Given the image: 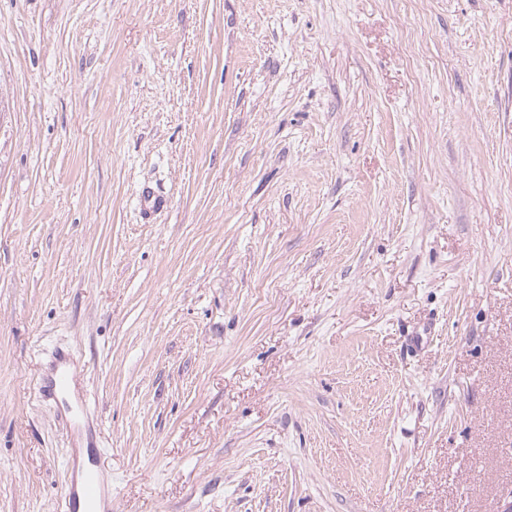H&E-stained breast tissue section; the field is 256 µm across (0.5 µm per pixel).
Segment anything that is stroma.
<instances>
[{
	"mask_svg": "<svg viewBox=\"0 0 512 512\" xmlns=\"http://www.w3.org/2000/svg\"><path fill=\"white\" fill-rule=\"evenodd\" d=\"M84 446L112 512H496L512 0H0V512Z\"/></svg>",
	"mask_w": 512,
	"mask_h": 512,
	"instance_id": "1",
	"label": "stroma"
}]
</instances>
